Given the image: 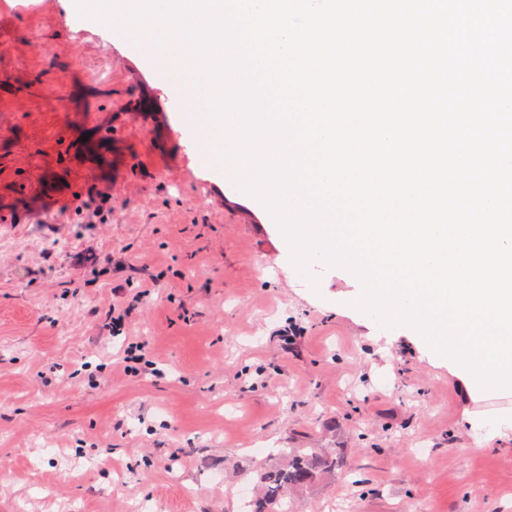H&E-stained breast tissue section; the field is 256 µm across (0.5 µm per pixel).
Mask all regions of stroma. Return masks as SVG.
I'll return each instance as SVG.
<instances>
[{"label": "stroma", "mask_w": 512, "mask_h": 512, "mask_svg": "<svg viewBox=\"0 0 512 512\" xmlns=\"http://www.w3.org/2000/svg\"><path fill=\"white\" fill-rule=\"evenodd\" d=\"M66 5L0 0V512H245L251 468L316 444L345 468L296 512H512V391L384 332L347 269L311 265V289L170 78ZM130 341L164 378L122 371Z\"/></svg>", "instance_id": "obj_1"}]
</instances>
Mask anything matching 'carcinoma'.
I'll list each match as a JSON object with an SVG mask.
<instances>
[{
  "instance_id": "cac0c4a2",
  "label": "carcinoma",
  "mask_w": 512,
  "mask_h": 512,
  "mask_svg": "<svg viewBox=\"0 0 512 512\" xmlns=\"http://www.w3.org/2000/svg\"><path fill=\"white\" fill-rule=\"evenodd\" d=\"M344 463L334 448H282L273 466L255 470L260 487L259 502L265 505L262 512H294L282 510V504L297 493L309 490L316 482L343 469Z\"/></svg>"
}]
</instances>
